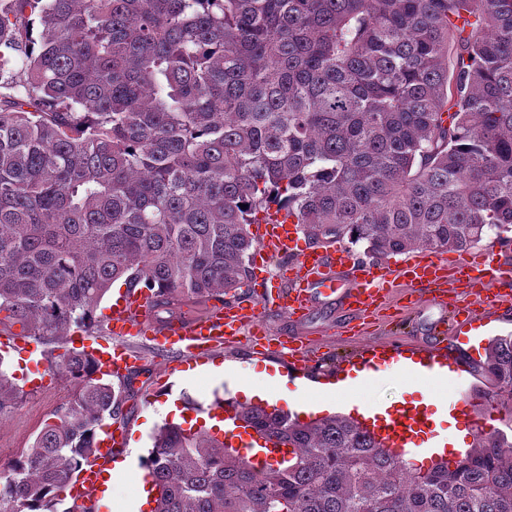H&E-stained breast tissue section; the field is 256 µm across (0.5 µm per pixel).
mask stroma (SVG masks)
Wrapping results in <instances>:
<instances>
[{
  "label": "stroma",
  "mask_w": 512,
  "mask_h": 512,
  "mask_svg": "<svg viewBox=\"0 0 512 512\" xmlns=\"http://www.w3.org/2000/svg\"><path fill=\"white\" fill-rule=\"evenodd\" d=\"M411 291L401 288L362 326L348 328L347 308L340 295L319 296L305 318L295 321L287 314L268 312L264 323L270 336H290L306 350L314 371L336 375L349 361L369 347L381 350L398 346L407 350L444 344L451 358L469 367L461 386H436L418 380H407L397 370L380 371L375 390L380 402L427 401L431 429L411 447L418 456L434 455V443L451 444L456 434L472 442L460 414L462 408L478 409L488 428L505 426L506 413L496 403L476 398L475 392L487 388L481 368L485 349L491 338L512 332V313L490 314L484 321L486 330L477 341L467 335L449 332L448 311L422 302L411 304ZM132 346L140 356L138 367L129 376L130 387L124 390L120 405L119 425L130 436L127 455L130 467L141 471L152 448V436L164 423L173 421L167 410L170 395H187L195 407H208L214 397L244 400L242 387L267 373L275 376L282 360L274 354L261 356L244 343H227L213 356L225 368L220 375H203L185 379L169 374V367L184 365L182 356L158 350L146 339L135 338ZM63 349L60 344L30 341L28 352L8 356L9 374L17 386L23 387V401L9 414L0 417V470L23 448L29 447L45 423L54 418L62 401L70 392V384L58 373L55 361ZM276 378V376H275ZM277 409L295 413L309 398L310 392L300 381L276 378L274 383Z\"/></svg>",
  "instance_id": "1"
}]
</instances>
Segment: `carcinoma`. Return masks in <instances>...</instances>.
Returning a JSON list of instances; mask_svg holds the SVG:
<instances>
[{
  "mask_svg": "<svg viewBox=\"0 0 512 512\" xmlns=\"http://www.w3.org/2000/svg\"><path fill=\"white\" fill-rule=\"evenodd\" d=\"M1 87L0 326L39 340L91 332L117 281L224 302L273 205L376 258L512 232V0H0ZM59 359L0 512H57L119 414L91 353ZM483 371L507 430L426 469L343 414L234 403L282 454L260 468L165 423L152 512H512V332Z\"/></svg>",
  "mask_w": 512,
  "mask_h": 512,
  "instance_id": "carcinoma-1",
  "label": "carcinoma"
}]
</instances>
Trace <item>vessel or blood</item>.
I'll use <instances>...</instances> for the list:
<instances>
[{"label":"vessel or blood","mask_w":512,"mask_h":512,"mask_svg":"<svg viewBox=\"0 0 512 512\" xmlns=\"http://www.w3.org/2000/svg\"><path fill=\"white\" fill-rule=\"evenodd\" d=\"M301 232L300 225L294 224L282 211L270 213L266 221L253 226L256 241L253 263L256 267L265 266L268 258L275 255L294 257L292 264L277 273L276 284L266 285L260 298L245 299L227 309L217 306L205 315L180 318L156 328L145 319L152 302L150 292L135 288L112 306L113 336H147L159 349L173 350L199 360L224 343L239 340L247 330L258 327L269 310H279L291 317L303 315L310 307L313 292L334 290L341 277L349 280L344 296L348 311L353 315L380 306L401 279L430 288V301L437 305L444 302L442 284L450 280L465 283L470 302L453 306L451 310L452 321L459 329L474 321L476 303H484L495 310H512V262L496 261L487 250H479L472 259L454 264L432 253L418 251L392 264L355 258L342 245L326 249L306 245ZM284 281L289 284L285 290L280 287ZM402 356V351L397 349L362 352L360 365L364 381L374 380L381 366L398 362ZM99 359L103 372L117 378L127 373L135 362L134 356L125 349L102 352ZM429 420L426 410L401 408L387 420L373 422L372 430L386 447L397 450L412 443ZM126 445L124 428L105 431L98 455L81 471L72 489L79 512H94L101 476Z\"/></svg>","instance_id":"vessel-or-blood-1"}]
</instances>
